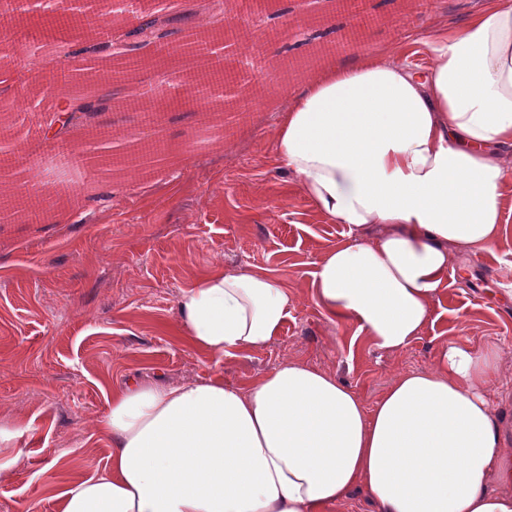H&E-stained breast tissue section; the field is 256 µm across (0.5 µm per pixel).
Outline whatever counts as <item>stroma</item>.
<instances>
[{
    "mask_svg": "<svg viewBox=\"0 0 512 512\" xmlns=\"http://www.w3.org/2000/svg\"><path fill=\"white\" fill-rule=\"evenodd\" d=\"M481 0H369L382 17L374 34L399 37L396 16L436 26L461 23ZM275 52L250 50L246 107L224 113L222 144L210 126L177 110L163 130L170 151L137 180L81 173L45 138L57 103L43 72L63 74L76 59L64 49L37 50L29 63L7 64L31 110L17 134L41 146V186L95 182L53 224L0 223V427L22 429L19 446L0 441V512H55L71 480L103 467L109 450L93 425L107 396L132 379L177 383L222 375L244 387L286 360L319 366L374 403L400 373L431 366L436 348L456 342L492 345L495 388L512 390V213L492 251H456L431 322L397 354L371 346L354 326L332 324L313 297L324 252L346 239L272 163L263 130L284 104V90L303 84L322 62L315 41L293 39L304 0H280ZM250 266L281 278L293 311L268 346L217 360L191 350L177 327L183 289L213 269Z\"/></svg>",
    "mask_w": 512,
    "mask_h": 512,
    "instance_id": "35a3bbf8",
    "label": "stroma"
}]
</instances>
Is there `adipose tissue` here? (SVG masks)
<instances>
[{
    "label": "adipose tissue",
    "mask_w": 512,
    "mask_h": 512,
    "mask_svg": "<svg viewBox=\"0 0 512 512\" xmlns=\"http://www.w3.org/2000/svg\"><path fill=\"white\" fill-rule=\"evenodd\" d=\"M405 41L330 60L267 135L277 164L348 228L313 274L331 322L398 353L429 323L454 250L488 251L512 181V0L454 30L411 19ZM293 299L250 267L219 268L178 301L188 344L216 358L280 336ZM495 349L440 345L373 405L334 374L286 360L244 388L223 377L130 380L95 430L107 462L56 512H512V441L490 389Z\"/></svg>",
    "instance_id": "1"
}]
</instances>
